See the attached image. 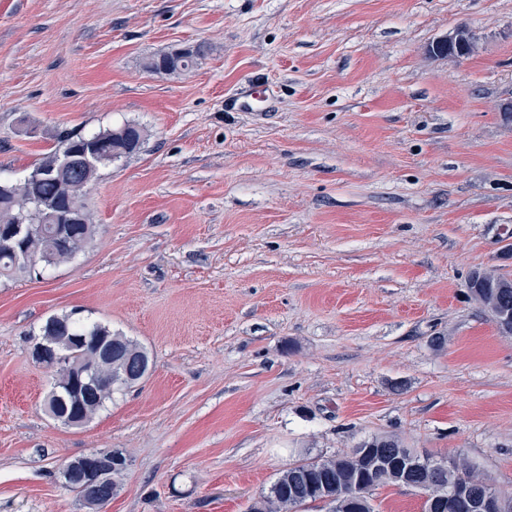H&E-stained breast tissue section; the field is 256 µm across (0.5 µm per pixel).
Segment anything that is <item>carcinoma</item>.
I'll use <instances>...</instances> for the list:
<instances>
[{"label": "carcinoma", "mask_w": 512, "mask_h": 512, "mask_svg": "<svg viewBox=\"0 0 512 512\" xmlns=\"http://www.w3.org/2000/svg\"><path fill=\"white\" fill-rule=\"evenodd\" d=\"M146 131L136 123L100 129L91 134L61 130L53 135V147L35 163L24 181L14 184L0 181V228L13 231L16 249L0 246V277H11L41 263L56 266L72 261L95 233L94 214L87 202L90 185L100 170L139 153ZM69 139L73 157L64 175L60 166L58 143ZM471 298L493 320L504 311L512 312V279L493 270L476 269L468 277ZM70 341V352L77 358L95 363L101 384L89 392L78 388L63 371L54 372L55 382L48 396L57 402L56 420L63 423L80 414L91 421L103 410L112 395L137 384L134 362H150L140 342L112 329L107 324H85L68 314L54 315L41 328L39 344L56 348L62 337ZM110 343L123 349L133 361L124 371L108 359H96V344ZM376 448L389 460L413 454L394 435H378L358 444V448L327 457L296 460L284 469L249 507L248 512H303L315 502V490L322 487L333 495L327 512H375L370 504L372 492L386 485H399L396 474L374 467V458L360 453ZM431 491L439 499L448 498V489L466 475L472 491L482 493L489 479L463 456L434 471Z\"/></svg>", "instance_id": "cac0c4a2"}]
</instances>
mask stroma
Masks as SVG:
<instances>
[{
	"label": "stroma",
	"mask_w": 512,
	"mask_h": 512,
	"mask_svg": "<svg viewBox=\"0 0 512 512\" xmlns=\"http://www.w3.org/2000/svg\"><path fill=\"white\" fill-rule=\"evenodd\" d=\"M460 25L474 55L434 54ZM510 101L512 0H0L1 180L53 130L147 132L72 262L0 278V512H88L60 472L102 448L129 466L99 512H245L381 434L511 493L512 336L467 297L473 270L512 278ZM70 313L151 359L81 427L30 354Z\"/></svg>",
	"instance_id": "stroma-1"
}]
</instances>
